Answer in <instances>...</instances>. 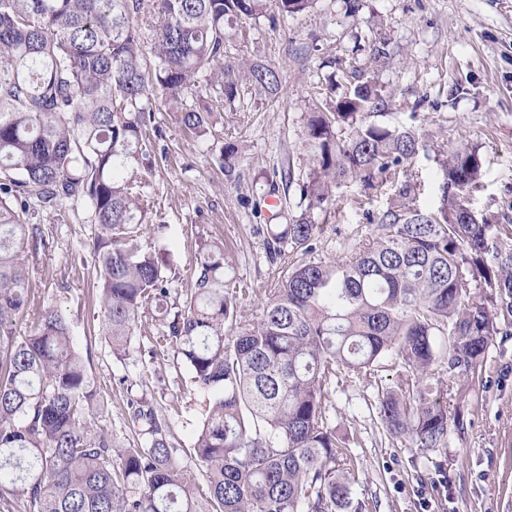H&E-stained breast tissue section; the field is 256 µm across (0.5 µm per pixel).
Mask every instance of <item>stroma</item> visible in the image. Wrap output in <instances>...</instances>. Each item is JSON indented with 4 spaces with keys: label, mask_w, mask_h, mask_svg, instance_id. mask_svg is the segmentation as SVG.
I'll list each match as a JSON object with an SVG mask.
<instances>
[{
    "label": "stroma",
    "mask_w": 512,
    "mask_h": 512,
    "mask_svg": "<svg viewBox=\"0 0 512 512\" xmlns=\"http://www.w3.org/2000/svg\"><path fill=\"white\" fill-rule=\"evenodd\" d=\"M360 3L355 14L342 0H314L295 16L243 19L249 35L227 42L228 54L274 67L282 88L273 98L242 91L240 105L225 109L206 137L186 134L167 107H155L160 133L143 144L141 177L158 230L145 241L165 246L173 273L185 278L199 241L223 240L231 258L226 275L245 291L238 302L242 323L255 320L277 276L302 257L269 259L265 241L273 214L299 213L310 169L306 114L354 84L374 79L388 103L374 123L418 129L425 145L391 183L369 190L349 182L334 189L322 232L305 257L355 250L407 174L420 182L418 207L436 209L442 173L434 156L442 148L477 147L484 176L471 207L479 214L512 215V0ZM366 34L381 43L385 58L356 49L357 37ZM229 142L237 145L238 158L227 172L220 153ZM287 167L293 172L289 184L281 176ZM32 221L49 230L52 247L30 269L31 298L69 317L91 380L109 394L100 424L125 444L133 400L146 394L172 405L175 455L198 471L193 446L208 395L191 385L184 366L155 369L146 354L158 332L154 322L144 323L121 358L99 332L90 208L65 202L36 210ZM398 370L384 362L376 382L352 383L330 397L329 422L349 438L359 478L355 489L368 497L370 512H512V336L495 338L465 391L448 392L450 402L464 406L466 428L444 448L423 452L383 430L374 405L379 387ZM122 376L129 389L117 387Z\"/></svg>",
    "instance_id": "1"
}]
</instances>
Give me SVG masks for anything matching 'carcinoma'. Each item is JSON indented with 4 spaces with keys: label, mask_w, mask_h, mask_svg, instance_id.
<instances>
[{
    "label": "carcinoma",
    "mask_w": 512,
    "mask_h": 512,
    "mask_svg": "<svg viewBox=\"0 0 512 512\" xmlns=\"http://www.w3.org/2000/svg\"><path fill=\"white\" fill-rule=\"evenodd\" d=\"M313 0H0V501L23 512H369L351 480L345 437L329 425L330 386L376 378L387 357L404 371L382 390L385 431L421 451L464 432L435 367L462 386L512 327V221L476 216L475 148L438 150L448 175L437 209L416 207L405 181L349 254L294 264L261 315L241 324L245 289L225 280L224 241L203 240L191 279L172 287L162 249L144 247L152 206L141 189L142 143L161 99L201 137L246 85L278 94L277 70L226 55V26L273 6L305 12ZM193 103H187V100ZM386 101L371 81L331 111L307 113L311 150L304 212L268 224L267 254L309 245L333 188L384 185L423 146L413 129L370 121ZM86 203L95 231L101 335L123 356L143 320L159 326L155 364L185 366L212 398L194 453L204 483L177 460L168 415L141 400L136 437L120 445L97 425L103 392L90 385L68 317L36 307L29 261L50 246L31 205ZM31 318L16 336L7 319Z\"/></svg>",
    "instance_id": "cac0c4a2"
}]
</instances>
